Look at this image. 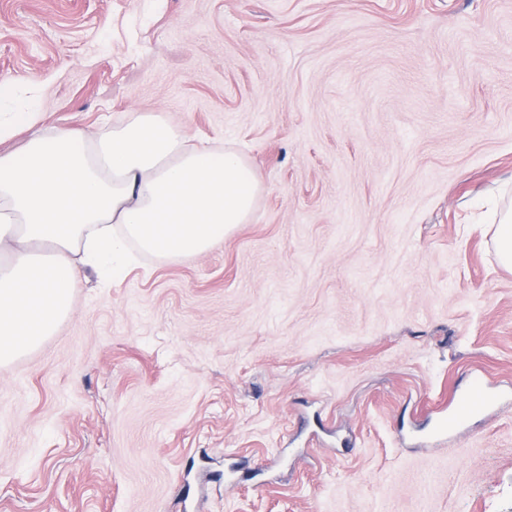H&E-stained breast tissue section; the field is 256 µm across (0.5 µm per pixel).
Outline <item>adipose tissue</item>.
<instances>
[{"label":"adipose tissue","instance_id":"obj_1","mask_svg":"<svg viewBox=\"0 0 512 512\" xmlns=\"http://www.w3.org/2000/svg\"><path fill=\"white\" fill-rule=\"evenodd\" d=\"M36 110L0 113V364L42 343L70 310L84 267L117 278L133 241L167 259L208 252L246 223L257 174L233 149L196 139L152 112L97 135L35 132Z\"/></svg>","mask_w":512,"mask_h":512}]
</instances>
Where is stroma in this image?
<instances>
[{"label":"stroma","instance_id":"35a3bbf8","mask_svg":"<svg viewBox=\"0 0 512 512\" xmlns=\"http://www.w3.org/2000/svg\"><path fill=\"white\" fill-rule=\"evenodd\" d=\"M0 76L262 186L0 366V512H512V0H0ZM493 242L500 264L512 269V208L495 225Z\"/></svg>","mask_w":512,"mask_h":512}]
</instances>
